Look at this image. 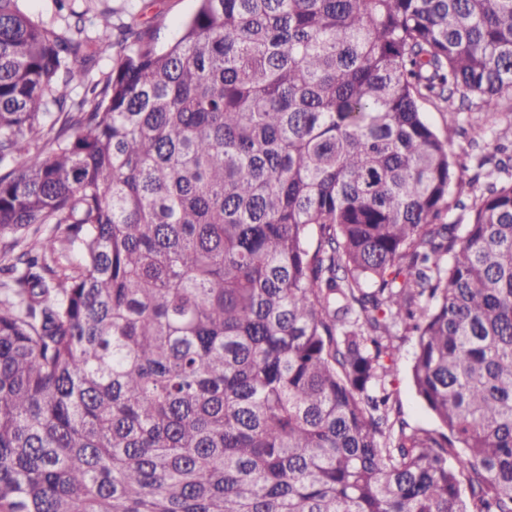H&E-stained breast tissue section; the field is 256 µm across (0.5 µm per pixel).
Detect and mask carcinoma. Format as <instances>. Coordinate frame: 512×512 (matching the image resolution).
Here are the masks:
<instances>
[{"label": "carcinoma", "mask_w": 512, "mask_h": 512, "mask_svg": "<svg viewBox=\"0 0 512 512\" xmlns=\"http://www.w3.org/2000/svg\"><path fill=\"white\" fill-rule=\"evenodd\" d=\"M21 2L0 242L63 236L0 285V512H512V0ZM24 11L32 19H41L50 21L55 18L61 23L59 18L58 5L54 0H25ZM78 12L88 10L86 16L93 22H101V12L110 11L112 23L127 22L132 18L157 29L160 46L168 45L178 37L181 22L191 15L194 0H68L65 9ZM394 340L399 346L397 373L391 389L397 396L403 418L415 428L437 429V424L416 397L409 380V367L413 358L415 337L400 336Z\"/></svg>", "instance_id": "1"}]
</instances>
